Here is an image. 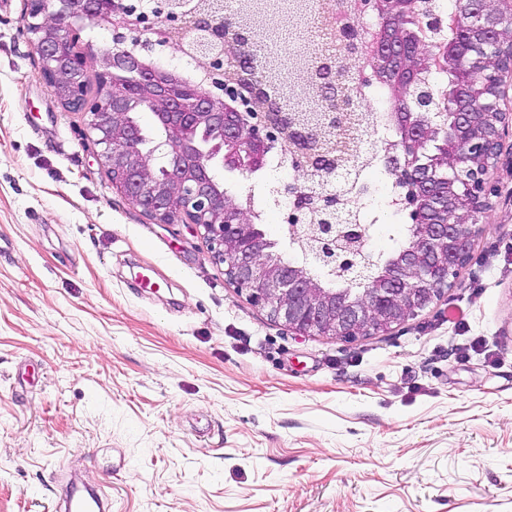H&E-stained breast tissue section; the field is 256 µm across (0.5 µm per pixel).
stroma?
<instances>
[{
	"label": "stroma",
	"mask_w": 512,
	"mask_h": 512,
	"mask_svg": "<svg viewBox=\"0 0 512 512\" xmlns=\"http://www.w3.org/2000/svg\"><path fill=\"white\" fill-rule=\"evenodd\" d=\"M24 13L0 0V512H55L73 471L111 512H512V166L441 301L298 336L113 187ZM368 177L386 254L411 219Z\"/></svg>",
	"instance_id": "obj_1"
}]
</instances>
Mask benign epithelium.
Segmentation results:
<instances>
[{"label": "benign epithelium", "instance_id": "benign-epithelium-1", "mask_svg": "<svg viewBox=\"0 0 512 512\" xmlns=\"http://www.w3.org/2000/svg\"><path fill=\"white\" fill-rule=\"evenodd\" d=\"M24 29L36 46L40 76L54 97L65 107L89 116L88 137L99 147L100 166L135 207L158 224H192L208 243L211 258L224 265V274L254 305L298 336H321L354 341L360 337L391 332L418 315L454 287L462 266L472 256L482 225L476 216L491 206L488 186L491 170L501 161V142L512 138V113L503 110L504 82L512 76V0H460V9L448 18V28L457 31L455 20L469 19L472 41L467 69L492 80L485 94L493 115V131L475 132L474 113L456 100L454 147L439 160L396 170L408 188L407 205L437 202L438 211L450 219L436 224H412L409 236L387 257L370 249V224H318L308 216L326 210L337 198L331 189L336 158L318 150L321 142L344 127L348 114L336 94V71L340 60H363L377 73L381 60L405 63L419 72L441 60L431 51L407 59L404 50L408 28L401 24L410 0H358L367 15L386 5L396 19L390 37L379 52L363 55L359 47L342 57L317 56L306 66L272 60L254 50L256 28L238 12H224V0H159L152 14L137 10L127 0H27ZM263 14L282 7L306 16L311 0H288L282 6L273 0H255ZM105 25L113 32L112 48L93 58L73 55L79 23ZM143 32L154 45H174L203 65L208 89L191 93L183 86L162 83L168 70L132 51L129 42ZM94 69L99 92H85L83 72ZM305 77L319 92L311 112L288 109L289 83ZM143 104L164 124L214 131L217 140L205 145L194 139L157 145L158 152L142 147L139 126L127 112L135 92ZM404 99L412 112L401 135L416 146L432 137L433 129L413 118L432 106L431 90L408 85ZM293 143L295 155L304 160V181L276 189L291 207L283 236L288 247L299 252L297 261L286 260L265 238L246 212L224 200L212 172L217 167L251 174L262 169L275 149ZM461 164L470 168V181L460 191L451 175ZM448 170L444 196H435L429 170ZM385 267L382 277L366 288V271ZM343 287L337 288L335 284Z\"/></svg>", "mask_w": 512, "mask_h": 512}]
</instances>
